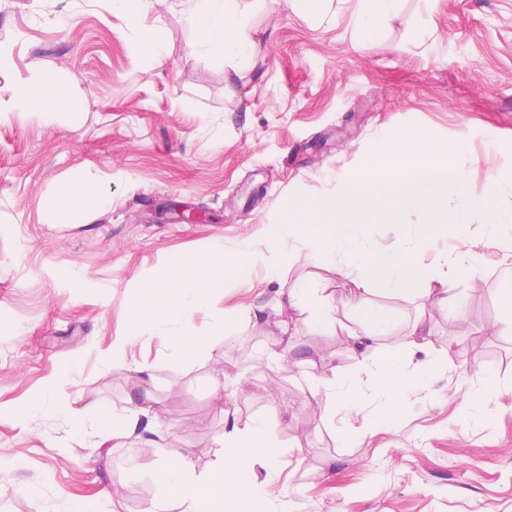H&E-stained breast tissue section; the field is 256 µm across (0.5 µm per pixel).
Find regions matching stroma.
<instances>
[{
  "instance_id": "obj_1",
  "label": "stroma",
  "mask_w": 512,
  "mask_h": 512,
  "mask_svg": "<svg viewBox=\"0 0 512 512\" xmlns=\"http://www.w3.org/2000/svg\"><path fill=\"white\" fill-rule=\"evenodd\" d=\"M191 0H160L137 20L112 0H0V512H68L75 498L108 493L106 512H142L157 493L165 448H187L198 471L223 457L224 415L210 392L223 374L238 390V425L273 421L282 454L252 476L276 512H512V310L499 299L504 250L482 248L477 287L459 282L465 322L437 303L355 294L326 266L296 263L284 277L264 266L212 292L193 324L212 337L194 358L171 354L146 331L133 344L130 312L146 284L178 261L223 245L264 249L267 225L293 197L322 198L395 132L493 149L512 166V0H406L382 43L356 46L342 7L319 27L283 0L251 18L253 68L234 78L221 52L199 47ZM162 45L163 65L144 50ZM57 79L61 111L46 121L18 106L14 87ZM78 167L97 175L110 210L55 224L49 207ZM205 211L196 224L160 223L169 200ZM315 280L339 310L372 303L400 326L378 355L403 344L419 313L431 316V350L447 353L434 396L410 400L390 434L341 446L315 377L359 373L340 338L294 311L299 369L274 372L258 352L271 329L245 310L275 315L282 291ZM149 368L141 382L137 366ZM497 379L483 392L474 366ZM73 382L59 386L66 371ZM50 394L52 419L29 417ZM151 396L161 422L145 450L100 445L70 410L124 413Z\"/></svg>"
}]
</instances>
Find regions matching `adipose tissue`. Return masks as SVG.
<instances>
[{"instance_id": "obj_1", "label": "adipose tissue", "mask_w": 512, "mask_h": 512, "mask_svg": "<svg viewBox=\"0 0 512 512\" xmlns=\"http://www.w3.org/2000/svg\"><path fill=\"white\" fill-rule=\"evenodd\" d=\"M352 33L360 47L382 39L389 22L397 18L404 0H350ZM265 0H194L188 21L200 37L202 47L224 54L234 70L250 66L254 42L250 19ZM112 199L101 191L90 173L74 169L64 190L52 204L61 216H82L105 211ZM308 309L319 327L330 336H341L348 350L359 358L360 376L340 379L321 378L308 388L310 397L325 396L328 413L344 410L341 443L390 432L408 397L427 398L432 381L442 364L433 356L426 317L414 319L404 348L405 359L377 357L376 344L393 335L396 324L391 315L377 308L361 309L357 320L360 330H351L336 315L335 299L315 285L289 289L285 303L279 306L275 326L288 335L289 311ZM159 418L151 402L132 404L126 413L112 419V439H124L154 431ZM224 456L205 473L196 472L193 455L187 448H171L156 475L158 493L147 502L143 512H238L239 503L250 512H271L270 503L250 472L259 459L277 455L271 437V423L263 416L253 418L245 427H234L219 437Z\"/></svg>"}]
</instances>
